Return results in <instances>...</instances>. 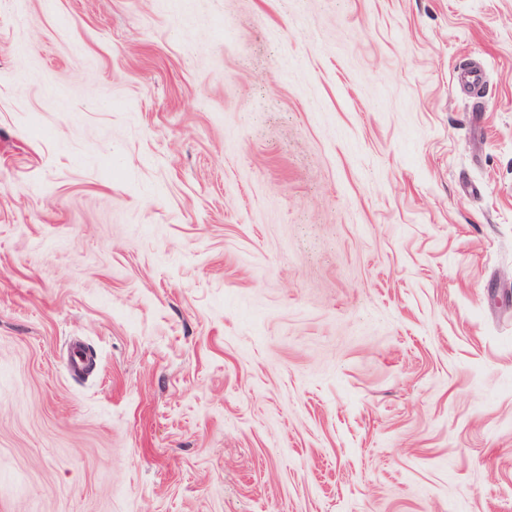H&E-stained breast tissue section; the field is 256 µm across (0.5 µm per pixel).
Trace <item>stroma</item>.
Returning a JSON list of instances; mask_svg holds the SVG:
<instances>
[{"instance_id":"obj_1","label":"stroma","mask_w":512,"mask_h":512,"mask_svg":"<svg viewBox=\"0 0 512 512\" xmlns=\"http://www.w3.org/2000/svg\"><path fill=\"white\" fill-rule=\"evenodd\" d=\"M507 289L512 0H0V512H512Z\"/></svg>"}]
</instances>
